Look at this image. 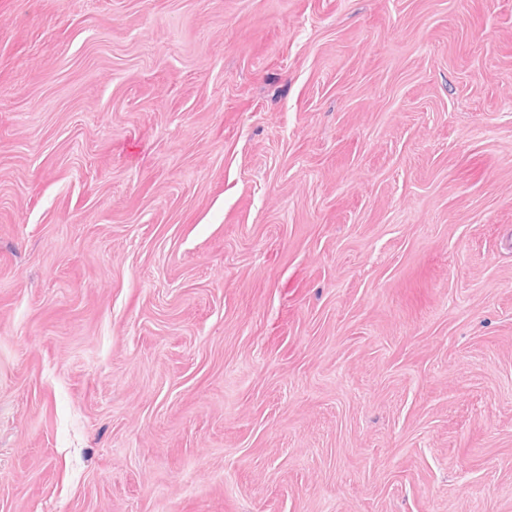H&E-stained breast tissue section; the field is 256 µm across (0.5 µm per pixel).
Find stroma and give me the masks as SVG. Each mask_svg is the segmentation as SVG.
Wrapping results in <instances>:
<instances>
[{
  "mask_svg": "<svg viewBox=\"0 0 512 512\" xmlns=\"http://www.w3.org/2000/svg\"><path fill=\"white\" fill-rule=\"evenodd\" d=\"M0 512H512V0H0Z\"/></svg>",
  "mask_w": 512,
  "mask_h": 512,
  "instance_id": "stroma-1",
  "label": "stroma"
}]
</instances>
